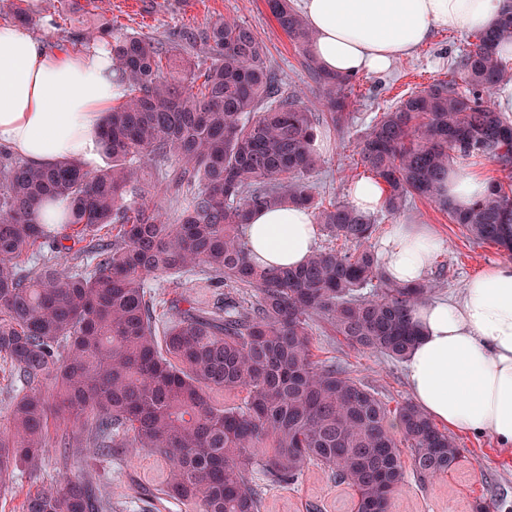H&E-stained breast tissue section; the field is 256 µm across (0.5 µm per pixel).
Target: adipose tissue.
<instances>
[{
  "label": "adipose tissue",
  "instance_id": "ef3b65f1",
  "mask_svg": "<svg viewBox=\"0 0 512 512\" xmlns=\"http://www.w3.org/2000/svg\"><path fill=\"white\" fill-rule=\"evenodd\" d=\"M512 0H302L315 33L312 51L338 74H380L438 29L494 28ZM123 92L100 47L50 53L28 29L0 27V143L34 165L59 160L101 164V128ZM467 165H451L443 192L467 208L488 191ZM251 257L269 268L297 267L315 248L310 210L295 204L254 212L246 228ZM444 247L428 228L395 224L379 240L393 282H421ZM421 335L406 360L414 403L433 422L465 434L491 435L512 447V263L467 280L460 297L417 306Z\"/></svg>",
  "mask_w": 512,
  "mask_h": 512
}]
</instances>
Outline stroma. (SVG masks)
Segmentation results:
<instances>
[{"mask_svg": "<svg viewBox=\"0 0 512 512\" xmlns=\"http://www.w3.org/2000/svg\"><path fill=\"white\" fill-rule=\"evenodd\" d=\"M57 0H27L34 19L31 27L51 53L71 51L66 37L82 34L91 26L109 25L114 31L148 36L166 42L185 27L201 28L217 17L248 25L265 46L266 64L278 78L295 90L309 89L311 81L301 56L271 15L266 0H190L182 7L169 0H67L56 10ZM474 37L440 29L415 52L379 75H357L350 94V118L336 129L329 112L316 109V131L323 140L317 169L307 181L323 202H348L351 184L363 178L357 162V142L379 113L393 107L411 92L440 81L455 82L465 90L456 64ZM376 237L394 224H425L445 247L426 275L438 297L456 296L465 282L486 267L507 261L497 245L472 238L447 212L413 197L394 214L376 212ZM313 359L333 365L374 391L388 407L409 401L404 362L357 351L337 336L321 315L310 320ZM461 450L459 464L438 478L419 481L406 474L393 494L390 512H475L476 504L489 512H512V449L502 448L487 435L454 434ZM82 473L92 478L112 512H189L159 495L168 466L145 448H119L111 457L94 460L85 449H70L66 463L46 461L38 475L17 470L8 484H0V512H23L26 493L33 482L50 484ZM354 491L336 483L323 467L312 465L291 485L266 483L263 512H355Z\"/></svg>", "mask_w": 512, "mask_h": 512, "instance_id": "obj_1", "label": "stroma"}]
</instances>
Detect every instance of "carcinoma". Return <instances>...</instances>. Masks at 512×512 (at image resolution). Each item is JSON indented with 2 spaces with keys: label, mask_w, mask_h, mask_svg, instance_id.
Segmentation results:
<instances>
[{
  "label": "carcinoma",
  "mask_w": 512,
  "mask_h": 512,
  "mask_svg": "<svg viewBox=\"0 0 512 512\" xmlns=\"http://www.w3.org/2000/svg\"><path fill=\"white\" fill-rule=\"evenodd\" d=\"M267 6L299 49L316 102L343 127L354 77L320 65L315 34L290 0ZM508 39L511 8L463 55L468 93L438 82L409 95L374 119L358 149L387 188L389 212L418 195L511 256L512 191L495 181L467 209L441 193L454 156H486L512 178V124L486 101L512 78L497 52ZM110 52L124 95L102 135L108 167H35L0 153V354L22 381L0 425V483L20 464L35 473L50 454L66 457L84 432L94 456L127 443L164 459V495L195 512H262L250 474L291 483L310 464L355 491L356 512H390L406 474L402 441L419 480L454 469L460 449L416 405L391 411L313 360L315 314L356 350L407 358L420 335L413 309L432 285L389 280L367 246L373 216L310 192L317 158L305 93L283 86L261 41L236 20L184 28L167 49L114 33ZM171 53L187 56L180 78L161 65ZM149 166L154 181L142 178ZM169 192L181 206L173 224L162 207ZM59 198L68 220L38 223L42 205ZM285 203L311 209L328 237L353 250L320 248L297 268L253 263L245 225L253 211ZM67 255L77 262L64 267ZM160 276L192 278L164 323L148 286ZM228 283L253 293L218 290ZM226 392L242 402L224 403ZM24 512L105 507L75 475L29 493Z\"/></svg>",
  "instance_id": "cac0c4a2"
}]
</instances>
